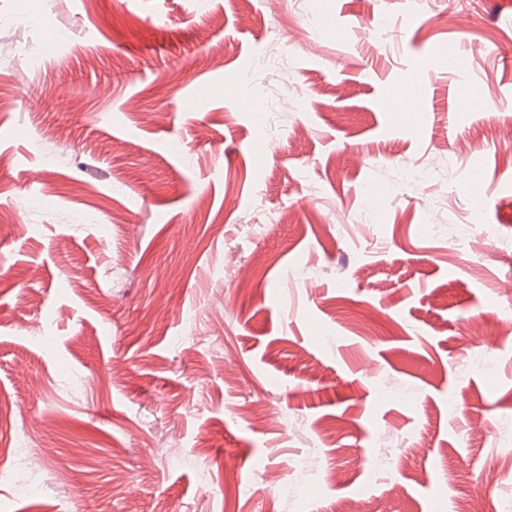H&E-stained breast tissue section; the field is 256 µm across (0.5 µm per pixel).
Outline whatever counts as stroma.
<instances>
[{
	"label": "stroma",
	"instance_id": "obj_1",
	"mask_svg": "<svg viewBox=\"0 0 512 512\" xmlns=\"http://www.w3.org/2000/svg\"><path fill=\"white\" fill-rule=\"evenodd\" d=\"M1 13L0 512H512V0Z\"/></svg>",
	"mask_w": 512,
	"mask_h": 512
}]
</instances>
